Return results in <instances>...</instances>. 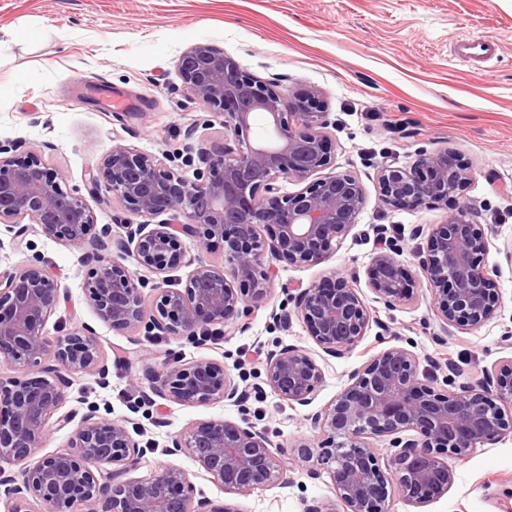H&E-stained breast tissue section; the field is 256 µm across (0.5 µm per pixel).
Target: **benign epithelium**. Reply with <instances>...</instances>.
<instances>
[{
    "instance_id": "benign-epithelium-1",
    "label": "benign epithelium",
    "mask_w": 512,
    "mask_h": 512,
    "mask_svg": "<svg viewBox=\"0 0 512 512\" xmlns=\"http://www.w3.org/2000/svg\"><path fill=\"white\" fill-rule=\"evenodd\" d=\"M185 90L224 116L234 145L184 148L190 180L160 166L155 157L114 145L88 174L102 201H118L128 217L125 239L112 255L111 227H97L93 212L65 178L34 153L16 156L22 143L0 142V222L21 240L31 224L56 243L82 250L89 266L85 288L98 317L114 329L144 330L147 336H176L205 343L233 324L247 328L265 303L276 276L264 257L290 266L326 262L333 242L348 235L365 202L360 182L329 171L331 155L322 132L320 93L310 90L290 101L243 74L224 49L211 43L188 48L178 60ZM267 121V136L254 135V117ZM315 180L282 195L276 181ZM470 167L455 151L425 154L407 169L384 166L378 172L381 200L391 207L433 203L451 207L445 223L430 233L418 268L429 284L431 304L446 327L469 333L497 313L499 294L484 256L488 231L473 223L457 199L470 179ZM170 218L149 226L138 217ZM380 244L367 268V287L388 307L415 297L400 250L379 225ZM195 238L207 251L222 250L224 265L198 259L181 288L168 273L191 265L184 239ZM132 259L157 276L151 303L125 265ZM294 310L271 311L280 327L296 316L327 355L340 357L382 326L359 288L340 276L287 288ZM61 304L60 288L40 264L0 273V362L18 369L0 385V458L20 467L0 466V489L10 512H31L33 502L49 512H238L234 505L197 499L185 470L167 466L147 478H130L144 456L136 424L112 421L87 405L82 414L56 416L67 398L70 376L100 368L97 338L87 326L50 341L45 327ZM419 358L390 347L379 351L321 411L311 416L324 435L314 445H296L306 475L327 473L343 512H389V488L416 506L446 494L455 480L453 463L474 449L512 433V357L457 391L438 392L420 376ZM264 383L290 405L307 406L322 383V367L311 352L284 346L267 354ZM155 394L185 405L228 401L240 405L239 389L224 363L201 359L170 365L157 374ZM80 423L68 447L40 454L52 428ZM391 437L389 467L369 439ZM188 450L224 486L248 495L284 477V452L272 446L249 419L239 423L210 419L173 436L165 455Z\"/></svg>"
}]
</instances>
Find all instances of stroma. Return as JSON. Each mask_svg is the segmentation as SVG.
<instances>
[{
	"instance_id": "obj_1",
	"label": "stroma",
	"mask_w": 512,
	"mask_h": 512,
	"mask_svg": "<svg viewBox=\"0 0 512 512\" xmlns=\"http://www.w3.org/2000/svg\"><path fill=\"white\" fill-rule=\"evenodd\" d=\"M478 36L492 38L497 55L486 62L458 59V43ZM197 43L222 47L244 74L274 91H320L331 170L355 177L365 191L355 227L329 260L278 264L266 304L249 327H226L203 346L103 323L87 301L88 268L79 250L41 234L18 240L0 223V273L41 262L65 294L46 335L94 329L107 375L73 376L63 409L86 401L106 409L109 419L138 422L151 447L136 477L173 464L192 473L196 497L231 503L238 512H304L315 500L335 512L340 502L329 475L313 480L294 464L292 486L274 481L240 496L226 493L189 454L169 457L161 448L190 423L211 418H249L286 449L317 438L311 415L385 348H406L443 371L456 364L464 382L512 356V0H0V141H22L63 172L96 224L111 225L113 240H121L123 208L100 201L86 182L113 145L153 155L189 178L192 168L177 155L185 140L210 147L228 136L222 116L186 92L178 71L181 54ZM116 93L129 99L127 110H109ZM443 148L455 149L472 170L459 202L488 230L485 265L499 292L495 317L469 333L443 330L415 257L425 232L445 223L446 209L386 206L377 181L379 167L410 168ZM380 224L416 278L414 300L392 308L367 286ZM334 273L355 281L381 321L339 358L317 348L300 320L285 328L269 320L271 309L287 305L286 286ZM286 345L310 349L323 369L309 406L292 407L268 389L251 393L241 408L139 402L151 390L152 374L167 364L212 359L253 384L263 371L255 353ZM454 470L455 482L441 498L417 507L394 491L390 512H512V434L476 448Z\"/></svg>"
}]
</instances>
